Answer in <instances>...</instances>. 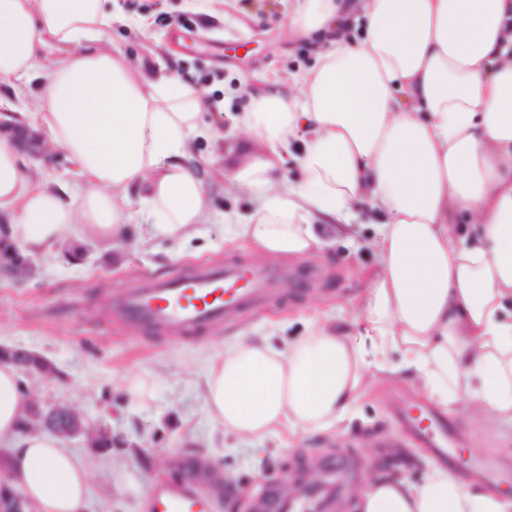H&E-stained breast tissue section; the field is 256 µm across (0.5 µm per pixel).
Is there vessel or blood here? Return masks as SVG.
<instances>
[{"label": "vessel or blood", "mask_w": 512, "mask_h": 512, "mask_svg": "<svg viewBox=\"0 0 512 512\" xmlns=\"http://www.w3.org/2000/svg\"><path fill=\"white\" fill-rule=\"evenodd\" d=\"M286 274L277 267L256 268L243 260L230 259L220 265L201 264L189 272L161 281H151L123 291L113 303L114 316L150 331L184 337L233 320L244 310L257 309L274 301L277 286ZM398 414L415 430L417 440L434 448L441 460L453 461L447 441L457 429L444 416L424 407H402ZM350 463L329 462L321 479L309 483L302 474L288 480L289 493L276 490L256 496L253 512H340L344 477ZM224 478L212 462L196 461L180 480H156L144 505L145 512H212Z\"/></svg>", "instance_id": "vessel-or-blood-1"}]
</instances>
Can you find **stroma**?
Wrapping results in <instances>:
<instances>
[{
  "instance_id": "stroma-1",
  "label": "stroma",
  "mask_w": 512,
  "mask_h": 512,
  "mask_svg": "<svg viewBox=\"0 0 512 512\" xmlns=\"http://www.w3.org/2000/svg\"><path fill=\"white\" fill-rule=\"evenodd\" d=\"M290 0H114L124 24L109 30L105 47L126 55L146 74H169L204 96L203 137L193 154L205 183L208 215L190 238L156 234L148 243L128 238L87 243L78 262L56 249L31 263L32 277L0 280V345L17 346L49 359L52 376H24V392L39 401L68 403L81 418L84 435L64 440L91 463L89 512H143L153 476L174 478L197 455L217 463L237 491L215 512H250L251 498L267 485L285 487V477L302 468L318 479L336 457L356 461L349 492L362 488L379 467L420 480V445L398 423L394 406L424 404L410 382L401 380L369 393L346 422L343 439L327 433L263 440L222 433L211 421L203 382L212 356L241 334L271 337L281 346L306 333L313 313L335 314L362 292L374 255L339 238L324 260L269 257L272 265L312 272L310 281L259 311H247L199 339L144 337L136 327L114 324L113 294L148 277H166L201 263L242 257L256 263L251 244L229 242L224 227L256 206L238 189L235 173L265 158L262 143L246 138L233 118L249 108L250 93H284L292 74L314 63V45L290 36ZM167 24L155 23L157 14ZM151 384L137 398L128 377ZM460 449L512 467V432L485 433L455 417ZM112 432L111 447H97L91 435Z\"/></svg>"
}]
</instances>
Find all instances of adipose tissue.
<instances>
[{
    "instance_id": "1",
    "label": "adipose tissue",
    "mask_w": 512,
    "mask_h": 512,
    "mask_svg": "<svg viewBox=\"0 0 512 512\" xmlns=\"http://www.w3.org/2000/svg\"><path fill=\"white\" fill-rule=\"evenodd\" d=\"M113 21L112 0H0V107L38 79L37 106L18 121L73 165L46 186L0 136V211L13 217L0 237L23 256L121 241L143 212L173 239L206 218L189 162L203 99L102 48ZM288 31L316 34V62L288 95L256 96L235 116L268 158L236 173L258 205L227 232L260 258L320 259L333 234L372 224L376 267L336 319L280 348L239 336L213 357L211 418L256 439L340 434L369 388L401 375L487 430L512 427V0H294ZM294 139L302 177L278 180ZM28 401L17 368L0 363L13 483L37 512H86L89 462L55 434L23 429ZM353 508L512 512V498L432 463L418 483L375 474Z\"/></svg>"
}]
</instances>
